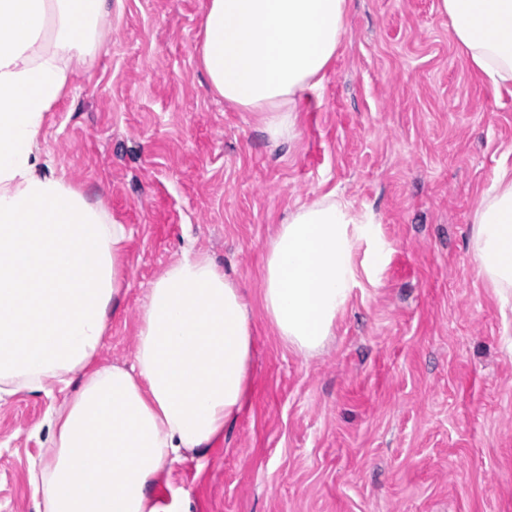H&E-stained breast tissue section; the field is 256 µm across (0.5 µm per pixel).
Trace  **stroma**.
I'll list each match as a JSON object with an SVG mask.
<instances>
[{"mask_svg": "<svg viewBox=\"0 0 512 512\" xmlns=\"http://www.w3.org/2000/svg\"><path fill=\"white\" fill-rule=\"evenodd\" d=\"M207 5L121 0L39 136L55 176L131 231L103 364L133 363L141 301L185 244L250 298L249 402L173 466L181 512H512V305L470 253L477 202L512 168V84L476 77L438 0H350L298 138L274 146L199 64ZM332 190L388 256L306 357L279 344L259 271L286 211ZM62 398L0 399V512H40L28 470Z\"/></svg>", "mask_w": 512, "mask_h": 512, "instance_id": "stroma-1", "label": "stroma"}]
</instances>
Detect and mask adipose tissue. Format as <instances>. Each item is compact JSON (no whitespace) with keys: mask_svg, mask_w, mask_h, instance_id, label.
Segmentation results:
<instances>
[{"mask_svg":"<svg viewBox=\"0 0 512 512\" xmlns=\"http://www.w3.org/2000/svg\"><path fill=\"white\" fill-rule=\"evenodd\" d=\"M348 0H210L198 48L211 88L257 113L275 144L297 137L328 78ZM456 44L493 83H512V0H440ZM110 0H0V396L78 388L49 416L51 454L28 481L43 512H176L154 487L184 452H206L248 402L252 325L239 283L194 247L139 311L135 363L98 364L124 293L130 229L43 172L38 138L70 68L106 40ZM479 276L512 301V172L474 213ZM387 247L371 215L329 192L270 238L260 304L279 343L321 352Z\"/></svg>","mask_w":512,"mask_h":512,"instance_id":"adipose-tissue-1","label":"adipose tissue"}]
</instances>
